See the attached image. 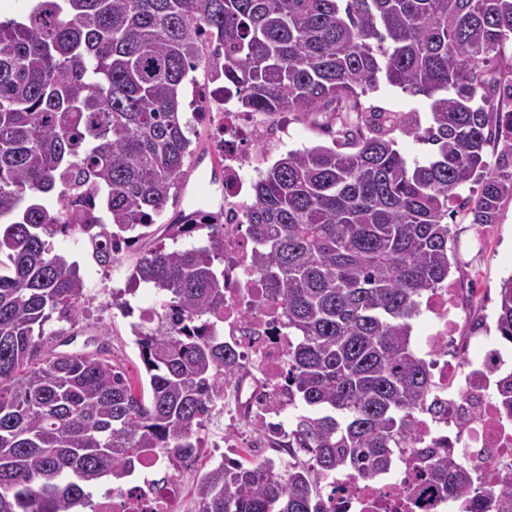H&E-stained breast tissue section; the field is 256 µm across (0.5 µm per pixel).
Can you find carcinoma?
I'll return each instance as SVG.
<instances>
[{
	"label": "carcinoma",
	"instance_id": "1",
	"mask_svg": "<svg viewBox=\"0 0 512 512\" xmlns=\"http://www.w3.org/2000/svg\"><path fill=\"white\" fill-rule=\"evenodd\" d=\"M512 0H35L0 22V512H78L101 482L155 454L162 481L195 467L214 397L241 365L224 345V222L180 215L144 250L128 288L163 297L132 325L150 396L106 357L57 350L58 308L87 296L76 263L46 237L86 234L101 267L150 228L183 187L189 124L178 91L202 67L238 108L309 117L357 112L333 146L287 151L253 184L244 215L253 272L294 338L288 380L306 406L288 447L308 456L224 460L195 485L199 512H336V471L372 481L399 459L464 512H512L476 464L420 446L436 415L411 320L448 283V219L497 223L512 199ZM428 101L361 106L379 81ZM434 146L408 162L395 133ZM499 145L491 163L486 149ZM469 184L478 191L466 196ZM200 243H185L198 231ZM496 330L512 344V276ZM496 395L512 416V373ZM331 486L329 494L321 484Z\"/></svg>",
	"mask_w": 512,
	"mask_h": 512
}]
</instances>
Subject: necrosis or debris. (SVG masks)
Wrapping results in <instances>:
<instances>
[{
	"mask_svg": "<svg viewBox=\"0 0 512 512\" xmlns=\"http://www.w3.org/2000/svg\"><path fill=\"white\" fill-rule=\"evenodd\" d=\"M250 121L255 140H283L284 129L264 125L255 114ZM255 140L242 139L224 148V342L241 365L252 367L264 379L263 385L251 389L237 381L240 409L247 413L258 404L270 418L284 423L299 408L286 380L291 338L279 305L252 273L253 249L241 224L251 201L247 170L256 162ZM456 309L449 286L422 303L430 327L419 341L418 353L429 365L443 410L434 417L417 416L416 432L426 445L472 457L485 476L495 480L512 471V417L504 414L494 395L502 355L483 336L474 339L479 354L455 351ZM336 483L353 487L351 493L337 495L336 512H446L451 506L437 495L426 500L412 497L417 480L402 461L379 480L354 484L340 472ZM144 502L155 505L156 512H179L177 482L143 485L133 497L104 493L96 512H141Z\"/></svg>",
	"mask_w": 512,
	"mask_h": 512,
	"instance_id": "1",
	"label": "necrosis or debris"
}]
</instances>
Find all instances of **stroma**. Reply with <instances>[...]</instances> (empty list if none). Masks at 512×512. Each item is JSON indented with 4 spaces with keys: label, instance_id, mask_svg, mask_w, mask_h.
Instances as JSON below:
<instances>
[{
    "label": "stroma",
    "instance_id": "1",
    "mask_svg": "<svg viewBox=\"0 0 512 512\" xmlns=\"http://www.w3.org/2000/svg\"><path fill=\"white\" fill-rule=\"evenodd\" d=\"M196 79V84L187 83L180 89L185 104L183 118L191 122L195 132L193 154L186 161L189 177L180 196L169 202L164 214L153 225L152 237L143 240L142 245L146 248L162 240L165 224L171 223L178 212L207 207V200L196 196L193 187L201 177L224 166L220 158L224 129L198 116L199 99L194 94L195 88L200 87L206 90L209 99H217V86L208 82L204 71H197ZM266 122L288 126L286 146L274 142L265 145L266 153L275 160L288 149L331 145L330 131L339 125L338 119L328 115L300 120L287 113L267 117ZM450 228L453 235L450 280L455 288L458 312L456 336L459 344L464 345L473 333L474 323L494 327L498 289L502 280L512 275V199L503 201L497 223L474 224L469 217L460 215ZM53 246L55 253L67 260L78 261L88 288V297L80 308L78 323L73 326L76 334L73 349L92 351L99 342H106L110 349L108 358L117 370L130 380L135 389L147 388L148 381L130 330V319L112 306V293L126 288V277H113L109 270L97 265L85 238L59 234L54 237ZM228 427L239 430L241 435L259 443L265 448L267 456H276L279 446L276 436L260 429L257 418L237 420L225 411L216 416L201 434L202 465L218 462L223 454L220 444Z\"/></svg>",
    "mask_w": 512,
    "mask_h": 512
}]
</instances>
